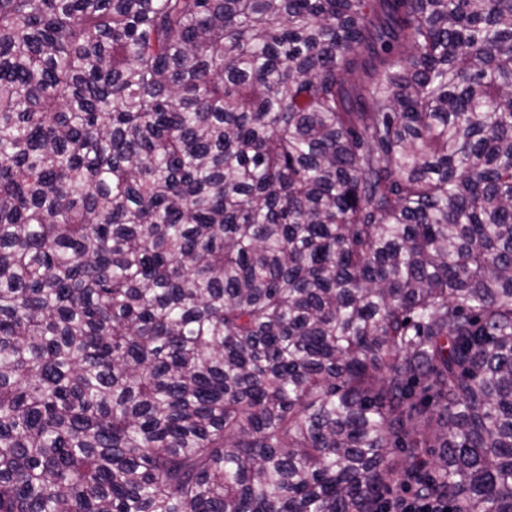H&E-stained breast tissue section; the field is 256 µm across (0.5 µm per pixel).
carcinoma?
Here are the masks:
<instances>
[{"label":"carcinoma","instance_id":"carcinoma-1","mask_svg":"<svg viewBox=\"0 0 512 512\" xmlns=\"http://www.w3.org/2000/svg\"><path fill=\"white\" fill-rule=\"evenodd\" d=\"M395 487L512 512V0H0V512Z\"/></svg>","mask_w":512,"mask_h":512}]
</instances>
